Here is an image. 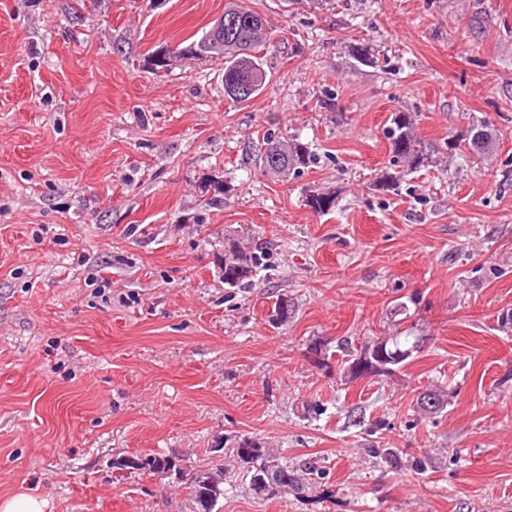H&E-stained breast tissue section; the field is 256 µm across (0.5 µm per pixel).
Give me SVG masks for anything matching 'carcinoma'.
I'll use <instances>...</instances> for the list:
<instances>
[{
  "label": "carcinoma",
  "instance_id": "1",
  "mask_svg": "<svg viewBox=\"0 0 512 512\" xmlns=\"http://www.w3.org/2000/svg\"><path fill=\"white\" fill-rule=\"evenodd\" d=\"M224 17L234 18V23L224 25V39L215 44L206 36L190 43L185 51L193 54L199 52L204 58H221L224 60V87H233L250 83L253 92L239 97L232 92L227 96L246 102L255 97L263 87L267 72L263 68L262 57L258 56L260 48L266 44L265 22L261 15L235 0H230L224 7ZM414 120L410 113L392 114L386 136L390 144L389 166L386 167L376 187L389 190L398 187L405 173L426 167L432 163V155L414 134ZM496 138L492 129L483 121L474 123L466 133L448 141V159L452 160L468 153L487 155L494 151ZM311 162V152L304 144L293 141H281L268 137L264 149L256 156V163L267 175L280 177L295 171ZM306 205L317 213H327L335 207L333 195L323 192H311L306 198ZM258 262L251 255L238 249H230L228 262L224 264L222 276L224 284L230 288H247L256 275ZM411 329H403L394 336L377 339L364 348L368 354L378 348L384 354L379 363L391 369L402 365L418 349L419 339H410ZM417 407L425 414H432L448 405V392L430 389L421 393L416 400ZM232 452L247 465L249 476L248 489L256 495L273 496L285 488L300 491L303 489L301 475H321L316 461L310 459L297 469L288 468V462L281 460L277 454L263 451L247 439L235 442ZM143 461L140 471L155 472L156 469L170 466L180 468V458L175 455L147 454L133 455ZM186 484L194 504L193 512H217L216 506L224 498V473L208 466L191 469L187 473Z\"/></svg>",
  "mask_w": 512,
  "mask_h": 512
}]
</instances>
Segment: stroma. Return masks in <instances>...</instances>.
Returning a JSON list of instances; mask_svg holds the SVG:
<instances>
[{"label": "stroma", "instance_id": "obj_1", "mask_svg": "<svg viewBox=\"0 0 512 512\" xmlns=\"http://www.w3.org/2000/svg\"><path fill=\"white\" fill-rule=\"evenodd\" d=\"M241 2L269 31L244 103L223 60L148 65L225 0H0V500L192 512L183 482L112 466L161 453L222 468L218 512H512V0ZM394 112L435 162L382 192ZM481 120L494 152L447 160ZM268 134L314 163L265 175ZM231 243L259 261L244 289ZM401 327L404 366L352 371ZM242 438L322 474L256 495Z\"/></svg>", "mask_w": 512, "mask_h": 512}]
</instances>
